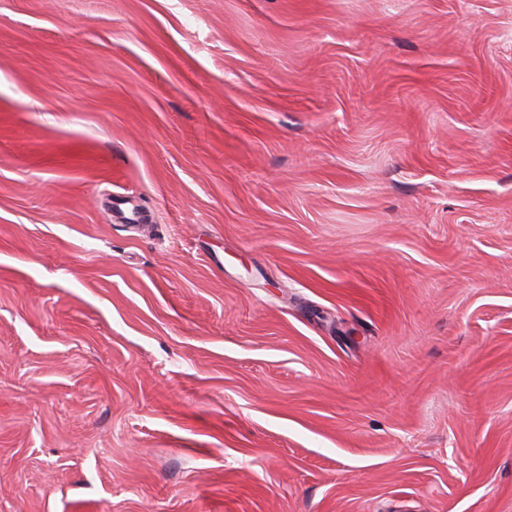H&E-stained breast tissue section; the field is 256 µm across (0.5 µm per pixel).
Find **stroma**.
<instances>
[{
	"instance_id": "35a3bbf8",
	"label": "stroma",
	"mask_w": 512,
	"mask_h": 512,
	"mask_svg": "<svg viewBox=\"0 0 512 512\" xmlns=\"http://www.w3.org/2000/svg\"><path fill=\"white\" fill-rule=\"evenodd\" d=\"M0 512H512V0H0Z\"/></svg>"
}]
</instances>
